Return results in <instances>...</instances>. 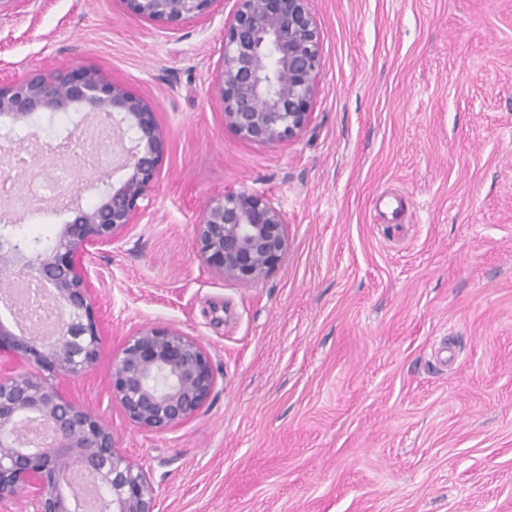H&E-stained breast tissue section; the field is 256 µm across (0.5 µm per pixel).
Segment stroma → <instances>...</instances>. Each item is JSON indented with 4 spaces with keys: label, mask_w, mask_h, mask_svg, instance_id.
<instances>
[{
    "label": "stroma",
    "mask_w": 512,
    "mask_h": 512,
    "mask_svg": "<svg viewBox=\"0 0 512 512\" xmlns=\"http://www.w3.org/2000/svg\"><path fill=\"white\" fill-rule=\"evenodd\" d=\"M323 32L309 125L240 139L213 87L230 13L178 30L123 0H0V82L77 60L149 100L170 149L147 210L89 265L97 364L54 376L158 491L157 512H512V0H310ZM91 174L72 159L42 211L51 244ZM288 219L267 277L198 259L210 198ZM209 352L207 402L137 429L110 369L139 325Z\"/></svg>",
    "instance_id": "obj_1"
}]
</instances>
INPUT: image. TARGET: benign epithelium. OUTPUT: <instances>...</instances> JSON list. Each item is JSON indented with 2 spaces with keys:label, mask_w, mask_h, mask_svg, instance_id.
Here are the masks:
<instances>
[{
  "label": "benign epithelium",
  "mask_w": 512,
  "mask_h": 512,
  "mask_svg": "<svg viewBox=\"0 0 512 512\" xmlns=\"http://www.w3.org/2000/svg\"><path fill=\"white\" fill-rule=\"evenodd\" d=\"M139 18L176 29L209 14L224 0H123ZM224 26L221 65L214 88L224 122L246 142L270 145L299 136L308 126L320 70L323 34L309 0H233ZM83 112L109 118L119 162L97 172L69 200L73 218L54 243L22 245L0 226V278L35 280L62 314L50 336L17 317H0V353H11L42 371L74 376L98 360L101 327L81 259L109 246L144 211L169 141L151 102L120 82L79 62L31 69L0 86V121L22 129L39 114ZM50 172L55 158L31 154L16 180L32 169ZM118 181H113L114 175ZM95 196L90 206L82 193ZM197 255L224 279L252 283L281 262L288 219L272 201L228 193L208 200L194 225ZM216 386L212 359L197 339L172 326L140 325L112 362L111 397L137 428L168 432L193 417ZM51 432L45 445L27 436L30 423ZM79 469L96 482L100 512H156L157 491L145 469L118 450L98 415L61 388L31 374L0 375V503L26 499V512H79L69 485Z\"/></svg>",
  "instance_id": "obj_1"
}]
</instances>
